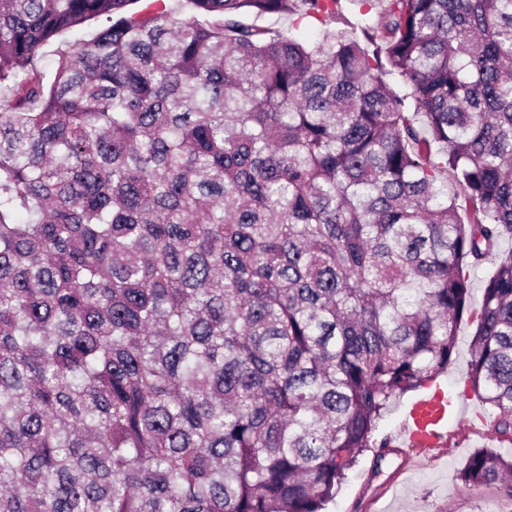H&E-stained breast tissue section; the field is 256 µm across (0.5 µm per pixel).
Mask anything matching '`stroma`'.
Masks as SVG:
<instances>
[{
    "label": "stroma",
    "instance_id": "35a3bbf8",
    "mask_svg": "<svg viewBox=\"0 0 512 512\" xmlns=\"http://www.w3.org/2000/svg\"><path fill=\"white\" fill-rule=\"evenodd\" d=\"M101 26V21L92 19L61 34L42 49L33 70L44 79H51L58 50L75 47L80 40L94 36ZM486 272L483 266L470 272V309L458 325L454 359L447 372L439 376L449 393H468L463 415L454 417L448 425L447 448L422 454L416 467L403 451L393 450L380 461L375 449L366 450L335 500L329 503L328 512H369V502L381 496L385 497L389 512H512V501L501 497L497 485L472 492L462 489L458 480L473 450L488 447L512 452V443L502 440L492 427L495 410L469 392L466 378Z\"/></svg>",
    "mask_w": 512,
    "mask_h": 512
}]
</instances>
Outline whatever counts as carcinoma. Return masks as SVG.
Instances as JSON below:
<instances>
[{"label":"carcinoma","instance_id":"obj_1","mask_svg":"<svg viewBox=\"0 0 512 512\" xmlns=\"http://www.w3.org/2000/svg\"><path fill=\"white\" fill-rule=\"evenodd\" d=\"M384 2L0 0V512H325L448 369L512 236V0ZM467 379L512 441V251ZM260 26L270 27L281 31H288L296 35L299 39L306 42H313L318 39L321 35L323 26L316 20H303L298 27L289 26L288 19H277L276 17H266L257 20L256 22ZM102 24L103 20L92 19L85 22L78 29L61 34L52 44L42 49L32 66H28V68L31 69L32 67L38 75H42L44 81H49L53 76L55 60L58 58L57 51L74 48L80 40L90 39L101 29Z\"/></svg>","mask_w":512,"mask_h":512}]
</instances>
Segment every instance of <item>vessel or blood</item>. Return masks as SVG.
Returning <instances> with one entry per match:
<instances>
[{
    "instance_id": "1",
    "label": "vessel or blood",
    "mask_w": 512,
    "mask_h": 512,
    "mask_svg": "<svg viewBox=\"0 0 512 512\" xmlns=\"http://www.w3.org/2000/svg\"><path fill=\"white\" fill-rule=\"evenodd\" d=\"M454 413V404L446 398L443 389L417 399L406 414L402 447L412 452L444 446L448 419Z\"/></svg>"
}]
</instances>
